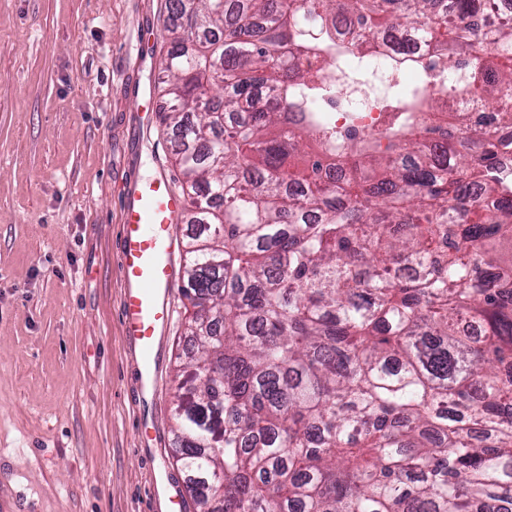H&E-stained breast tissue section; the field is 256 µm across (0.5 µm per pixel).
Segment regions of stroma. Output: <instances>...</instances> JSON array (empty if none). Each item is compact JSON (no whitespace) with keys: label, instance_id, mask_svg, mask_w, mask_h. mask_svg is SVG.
Instances as JSON below:
<instances>
[{"label":"stroma","instance_id":"1","mask_svg":"<svg viewBox=\"0 0 512 512\" xmlns=\"http://www.w3.org/2000/svg\"><path fill=\"white\" fill-rule=\"evenodd\" d=\"M165 0H0V512H155L182 488L172 427L186 301L139 401L120 319L125 193L165 172L141 111L168 47ZM153 43L144 60L142 37Z\"/></svg>","mask_w":512,"mask_h":512}]
</instances>
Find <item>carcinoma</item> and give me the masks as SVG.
<instances>
[{"label":"carcinoma","mask_w":512,"mask_h":512,"mask_svg":"<svg viewBox=\"0 0 512 512\" xmlns=\"http://www.w3.org/2000/svg\"><path fill=\"white\" fill-rule=\"evenodd\" d=\"M177 2L158 87L189 200L195 512H512V0ZM472 14L494 33L460 88L473 139L418 85L336 132L337 74L388 33L452 71Z\"/></svg>","instance_id":"1"}]
</instances>
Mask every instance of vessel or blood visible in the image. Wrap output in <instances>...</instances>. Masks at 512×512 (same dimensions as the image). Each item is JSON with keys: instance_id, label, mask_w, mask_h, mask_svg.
<instances>
[{"instance_id": "vessel-or-blood-1", "label": "vessel or blood", "mask_w": 512, "mask_h": 512, "mask_svg": "<svg viewBox=\"0 0 512 512\" xmlns=\"http://www.w3.org/2000/svg\"><path fill=\"white\" fill-rule=\"evenodd\" d=\"M183 200L163 174L137 183L122 214L119 270L126 339L140 351L142 390L155 392L154 348L173 316L169 288L173 281L175 229Z\"/></svg>"}]
</instances>
